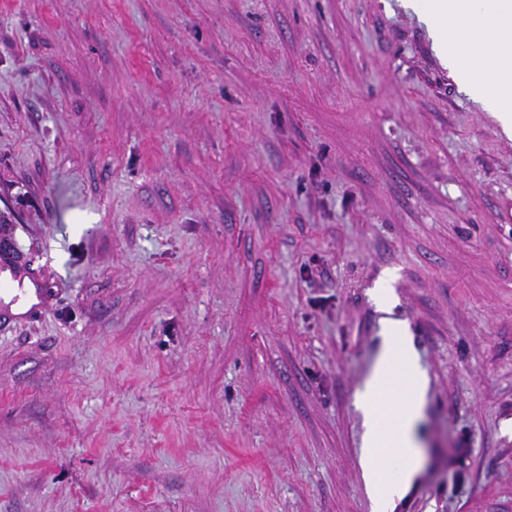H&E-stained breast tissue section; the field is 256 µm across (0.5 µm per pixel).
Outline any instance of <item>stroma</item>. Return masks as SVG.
I'll list each match as a JSON object with an SVG mask.
<instances>
[{
  "label": "stroma",
  "instance_id": "obj_1",
  "mask_svg": "<svg viewBox=\"0 0 512 512\" xmlns=\"http://www.w3.org/2000/svg\"><path fill=\"white\" fill-rule=\"evenodd\" d=\"M0 215V512H370L387 315L394 512H512V140L401 0H0ZM0 279H2L4 283H7L9 288H12V290L0 294V297L3 299L5 305H9L10 310L14 314H23L33 304L38 302L35 287L27 279L23 281L24 294L19 291H14L15 288H18V282L13 280L12 273L9 269H4L2 273H0ZM16 295L20 298L16 302H13ZM398 320L383 319L387 344L356 395L363 415V482L372 512H392L418 469L423 375Z\"/></svg>",
  "mask_w": 512,
  "mask_h": 512
}]
</instances>
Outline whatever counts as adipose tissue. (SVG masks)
<instances>
[{
	"mask_svg": "<svg viewBox=\"0 0 512 512\" xmlns=\"http://www.w3.org/2000/svg\"><path fill=\"white\" fill-rule=\"evenodd\" d=\"M469 94L488 102L512 137V0H410ZM387 344L356 403L363 415V482L372 512H393L418 469L423 375L405 325L383 319Z\"/></svg>",
	"mask_w": 512,
	"mask_h": 512,
	"instance_id": "1",
	"label": "adipose tissue"
}]
</instances>
